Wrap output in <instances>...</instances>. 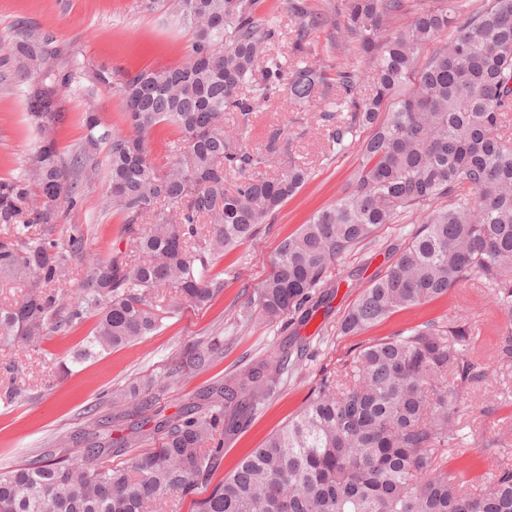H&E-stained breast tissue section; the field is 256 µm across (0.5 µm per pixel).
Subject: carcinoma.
Returning a JSON list of instances; mask_svg holds the SVG:
<instances>
[{"instance_id":"obj_1","label":"carcinoma","mask_w":512,"mask_h":512,"mask_svg":"<svg viewBox=\"0 0 512 512\" xmlns=\"http://www.w3.org/2000/svg\"><path fill=\"white\" fill-rule=\"evenodd\" d=\"M191 32L185 63L136 75L92 70L94 82L120 94L126 134L84 116L86 135L69 157L56 130L65 118L69 49L25 24L0 42L18 81L27 84V118L38 138L23 171L0 179V281L23 280L20 301L0 310V335L36 348L89 319L79 358L134 346L186 306L205 307L220 287L217 260L252 239L261 224L310 177L291 162L270 175L285 153L283 130L261 148L247 138L259 108L283 92L304 108L333 90L322 113L326 149L345 153L360 128L352 189L285 238L272 273L249 298L256 316L298 329L335 295L329 266L385 224L426 213L395 247V261L355 300L338 331L368 330L401 310L448 296L472 276L490 287L497 308L512 316V0H336L345 36L339 65L310 59L311 31L322 23L307 0H288L294 20L291 53H272L279 21L257 0H150ZM456 34L417 66L422 49ZM372 74V96L359 92V66ZM334 71V78L328 77ZM411 84L410 92L400 87ZM236 134L224 130V114ZM339 112L347 118L336 119ZM179 137L170 159L148 160L158 128ZM106 146L109 188L102 208L121 218L116 237L129 246L96 258L66 301L56 292L87 251L84 236L55 233L77 205L68 188ZM239 180L224 189L228 177ZM170 289L167 305L152 300ZM496 335L495 355L512 360V326L484 321ZM475 320H432L373 340L318 390L280 430L239 459L196 500L195 512H512V463L475 487L448 472L454 439L471 388L484 377ZM217 345L187 365L208 367ZM304 354L282 347L279 360H256L198 393L180 412L155 411L158 447L124 467L104 459L141 446L145 434L112 441L95 436L85 448L95 465L47 452L0 470V512H166L167 495L193 493L210 480L224 440L236 435L278 392Z\"/></svg>"}]
</instances>
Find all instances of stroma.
<instances>
[{
  "instance_id": "35a3bbf8",
  "label": "stroma",
  "mask_w": 512,
  "mask_h": 512,
  "mask_svg": "<svg viewBox=\"0 0 512 512\" xmlns=\"http://www.w3.org/2000/svg\"><path fill=\"white\" fill-rule=\"evenodd\" d=\"M144 4L145 0H0V38L9 36L18 22L27 21L66 44L80 64L67 93L69 119L58 132L63 155H71L81 144L85 136L83 115L88 110H96L112 131L127 130L118 94L110 87L91 83L90 69L106 66L133 75L185 62L189 33L164 13L146 10ZM323 108L319 102L300 112L283 95L257 112L250 147H261L269 131L284 129L288 150L276 158L272 172L296 161L307 164L312 177L262 225L253 240L219 260L214 271L222 289L210 306L186 307L179 318L164 321L144 342L73 366L68 376L61 375L56 360L76 351L89 326H81L66 337L48 336L36 348L0 338V469L35 459L51 449L60 456L82 457L83 445L75 437L85 431L91 415L107 413V393L135 391L137 399H153L156 408L171 415L225 374L245 369L254 358L278 354L286 332L276 323L244 320V306L271 273L280 242L315 211L333 204L347 189L357 165L356 148L337 156L324 152ZM26 112L22 83L14 79L8 66L0 64V177L17 174L35 142ZM105 159V153L96 155L97 173L93 177L82 172L71 174V181L79 183L80 189L78 204L67 220L69 228L87 238L89 253L103 256L114 248V228L120 222L119 217L101 209V198L108 189ZM417 220L413 214L408 223L380 227L375 243L362 247L354 260L330 265L328 274L338 285L336 296L329 308L319 309L300 329L299 338L307 344L305 355L289 372L279 394L245 429L226 440L218 475L229 473L242 455L284 427L321 378L341 370L369 339L390 336L441 316L492 314L490 289L475 281L463 282L455 289L456 295L463 296V303H455L454 298L431 302L396 313L365 333L339 335L338 326L349 307L392 262L386 245L407 233ZM213 343L221 352L207 369L188 370L177 380L168 379L169 369L187 349ZM486 370L463 417L464 438L456 443L463 457L448 463L455 469L461 461H469L471 470L462 473L468 480L488 475L497 467L496 455L485 451L482 439L512 427V365L492 359ZM60 434L70 435L71 441L59 448L54 439Z\"/></svg>"
}]
</instances>
